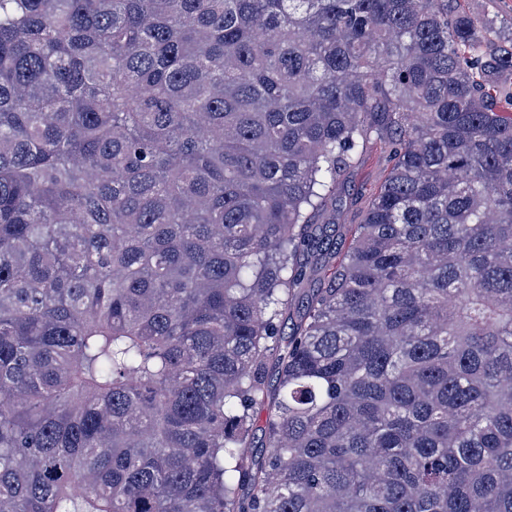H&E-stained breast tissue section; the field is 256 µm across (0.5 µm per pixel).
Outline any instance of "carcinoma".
Segmentation results:
<instances>
[{
	"instance_id": "cac0c4a2",
	"label": "carcinoma",
	"mask_w": 512,
	"mask_h": 512,
	"mask_svg": "<svg viewBox=\"0 0 512 512\" xmlns=\"http://www.w3.org/2000/svg\"><path fill=\"white\" fill-rule=\"evenodd\" d=\"M511 86L457 0H0V512H512ZM387 168L388 159L378 147L371 146L363 152L351 172L347 186H345V193L342 195L343 213L339 222L345 225L336 235L337 242L340 243L342 240L336 250V255L341 248L343 251L347 246L353 224H358L360 221L362 211L384 181Z\"/></svg>"
}]
</instances>
